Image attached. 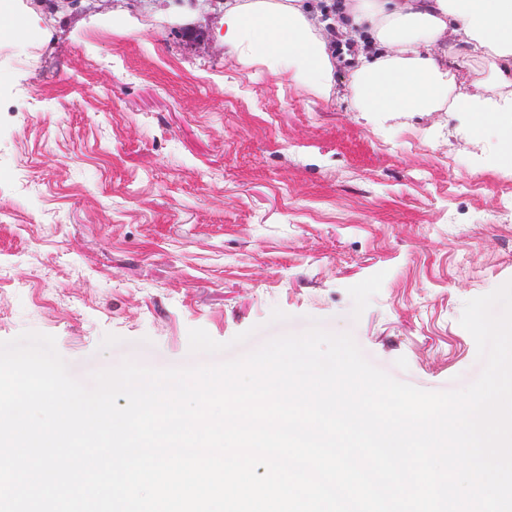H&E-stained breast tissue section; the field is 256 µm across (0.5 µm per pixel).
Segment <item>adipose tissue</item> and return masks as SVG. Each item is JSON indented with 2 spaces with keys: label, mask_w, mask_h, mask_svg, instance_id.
Segmentation results:
<instances>
[{
  "label": "adipose tissue",
  "mask_w": 512,
  "mask_h": 512,
  "mask_svg": "<svg viewBox=\"0 0 512 512\" xmlns=\"http://www.w3.org/2000/svg\"><path fill=\"white\" fill-rule=\"evenodd\" d=\"M336 27L363 36L354 111L468 113L472 136L496 132L512 164V0H342ZM224 43L314 91L333 85L334 44L304 0H225ZM483 67L486 93L464 91L459 73Z\"/></svg>",
  "instance_id": "ef3b65f1"
}]
</instances>
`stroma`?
<instances>
[{
	"mask_svg": "<svg viewBox=\"0 0 512 512\" xmlns=\"http://www.w3.org/2000/svg\"><path fill=\"white\" fill-rule=\"evenodd\" d=\"M0 31V340L73 377L237 358L312 321L427 391L482 371L512 166L464 112L349 111L245 65L222 0H18Z\"/></svg>",
	"mask_w": 512,
	"mask_h": 512,
	"instance_id": "35a3bbf8",
	"label": "stroma"
}]
</instances>
